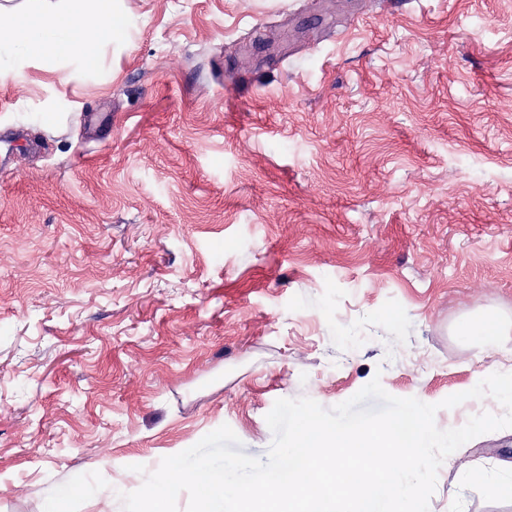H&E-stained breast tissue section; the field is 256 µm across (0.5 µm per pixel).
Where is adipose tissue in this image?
<instances>
[{
  "instance_id": "ef3b65f1",
  "label": "adipose tissue",
  "mask_w": 512,
  "mask_h": 512,
  "mask_svg": "<svg viewBox=\"0 0 512 512\" xmlns=\"http://www.w3.org/2000/svg\"><path fill=\"white\" fill-rule=\"evenodd\" d=\"M125 34L120 0H32L27 8L0 4V46L16 47L26 62L75 58L92 69L101 45Z\"/></svg>"
}]
</instances>
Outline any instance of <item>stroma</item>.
I'll return each mask as SVG.
<instances>
[{"label": "stroma", "instance_id": "obj_1", "mask_svg": "<svg viewBox=\"0 0 512 512\" xmlns=\"http://www.w3.org/2000/svg\"><path fill=\"white\" fill-rule=\"evenodd\" d=\"M123 2L96 69L0 51V512L376 376L502 414L441 402L512 373V0ZM452 458L429 512H512V428ZM459 333L461 336L477 337L485 349L498 347L501 342L500 336H505L499 318L493 314L462 323Z\"/></svg>", "mask_w": 512, "mask_h": 512}]
</instances>
